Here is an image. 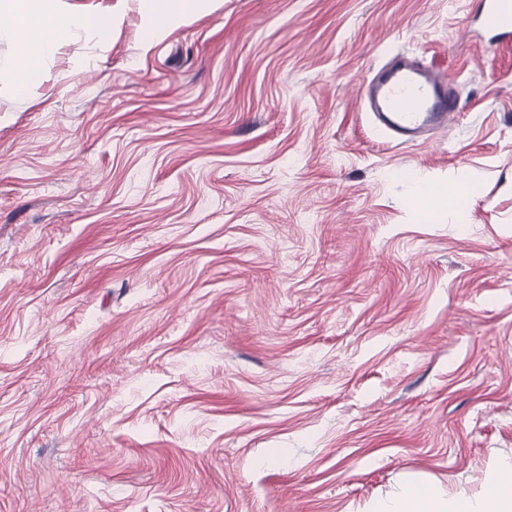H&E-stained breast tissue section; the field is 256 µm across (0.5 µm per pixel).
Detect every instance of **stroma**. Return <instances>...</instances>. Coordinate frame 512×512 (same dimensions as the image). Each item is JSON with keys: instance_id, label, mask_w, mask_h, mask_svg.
Wrapping results in <instances>:
<instances>
[{"instance_id": "35a3bbf8", "label": "stroma", "mask_w": 512, "mask_h": 512, "mask_svg": "<svg viewBox=\"0 0 512 512\" xmlns=\"http://www.w3.org/2000/svg\"><path fill=\"white\" fill-rule=\"evenodd\" d=\"M0 70V512H371L512 464V44L479 0H138ZM448 135L355 100L398 55ZM474 192L424 222L420 187ZM202 0H141L143 34L146 42L159 38L174 22L194 18Z\"/></svg>"}]
</instances>
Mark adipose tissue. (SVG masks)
<instances>
[{"mask_svg":"<svg viewBox=\"0 0 512 512\" xmlns=\"http://www.w3.org/2000/svg\"><path fill=\"white\" fill-rule=\"evenodd\" d=\"M57 0H0V11L17 14V21L0 27V38L19 48L9 65L14 86L22 90L40 73L44 59L66 41L73 30L91 27L108 36L111 25L93 16L59 11ZM201 0H140L146 41L159 38L167 27L194 18ZM375 512H512V465L503 468L474 499L452 497L438 485L408 483Z\"/></svg>","mask_w":512,"mask_h":512,"instance_id":"adipose-tissue-1","label":"adipose tissue"}]
</instances>
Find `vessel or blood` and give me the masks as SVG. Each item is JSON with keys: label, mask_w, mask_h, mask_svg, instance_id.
I'll use <instances>...</instances> for the list:
<instances>
[{"label": "vessel or blood", "mask_w": 512, "mask_h": 512, "mask_svg": "<svg viewBox=\"0 0 512 512\" xmlns=\"http://www.w3.org/2000/svg\"><path fill=\"white\" fill-rule=\"evenodd\" d=\"M495 41L512 40V0H481ZM363 105L399 144L421 133H444L458 114L456 79L404 60L392 61L362 93Z\"/></svg>", "instance_id": "obj_1"}]
</instances>
